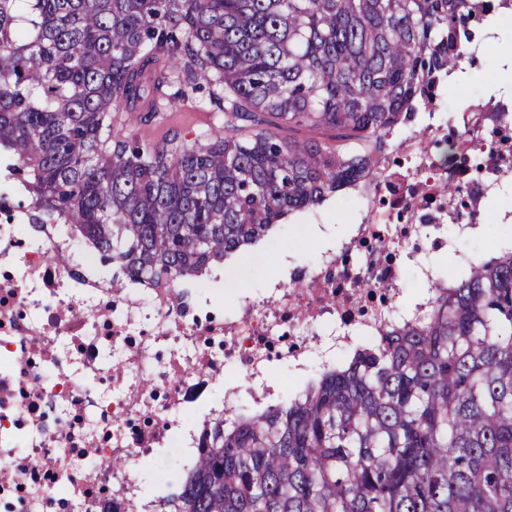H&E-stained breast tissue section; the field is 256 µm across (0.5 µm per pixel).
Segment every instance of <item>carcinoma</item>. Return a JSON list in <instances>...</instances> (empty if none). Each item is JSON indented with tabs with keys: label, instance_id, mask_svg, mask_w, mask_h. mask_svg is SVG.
<instances>
[{
	"label": "carcinoma",
	"instance_id": "obj_1",
	"mask_svg": "<svg viewBox=\"0 0 512 512\" xmlns=\"http://www.w3.org/2000/svg\"><path fill=\"white\" fill-rule=\"evenodd\" d=\"M469 0H0V156L57 224L64 263L204 283L345 182L379 177L388 137L462 58ZM204 80L243 133L168 148L114 112H156ZM267 114L336 143L247 129ZM443 164L468 163L453 139ZM214 426L160 512H512V239L454 272L297 397Z\"/></svg>",
	"mask_w": 512,
	"mask_h": 512
}]
</instances>
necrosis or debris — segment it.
I'll list each match as a JSON object with an SVG mask.
<instances>
[{
    "mask_svg": "<svg viewBox=\"0 0 512 512\" xmlns=\"http://www.w3.org/2000/svg\"><path fill=\"white\" fill-rule=\"evenodd\" d=\"M438 82L414 118L418 134L394 136L399 164L345 186L357 212L340 248L289 259L286 276L256 296L234 294L220 276L174 289L112 282L96 251L57 261L69 247L59 225L23 213L0 223V512H157L180 493L225 408L282 400L274 368L304 385L313 368L428 309L444 282L427 256L452 251L461 267L480 259L466 247L471 215L512 196V92L448 113V79ZM450 136L460 155L482 157L479 176L437 161L433 146ZM411 267L408 307L401 284ZM229 367L238 380L226 378ZM165 449L179 472L159 470L150 491L137 471L99 465Z\"/></svg>",
    "mask_w": 512,
    "mask_h": 512,
    "instance_id": "obj_1",
    "label": "necrosis or debris"
}]
</instances>
